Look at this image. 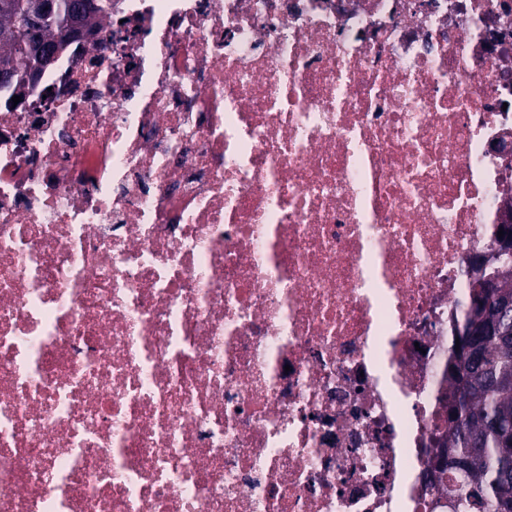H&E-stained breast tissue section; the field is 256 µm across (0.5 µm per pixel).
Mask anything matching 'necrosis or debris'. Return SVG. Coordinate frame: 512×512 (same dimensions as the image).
<instances>
[{"label":"necrosis or debris","mask_w":512,"mask_h":512,"mask_svg":"<svg viewBox=\"0 0 512 512\" xmlns=\"http://www.w3.org/2000/svg\"><path fill=\"white\" fill-rule=\"evenodd\" d=\"M512 223V0H112L0 94V512H448Z\"/></svg>","instance_id":"obj_1"}]
</instances>
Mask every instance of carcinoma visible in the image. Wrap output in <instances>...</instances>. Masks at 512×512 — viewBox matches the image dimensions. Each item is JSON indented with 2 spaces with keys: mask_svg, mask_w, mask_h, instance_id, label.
I'll return each instance as SVG.
<instances>
[{
  "mask_svg": "<svg viewBox=\"0 0 512 512\" xmlns=\"http://www.w3.org/2000/svg\"><path fill=\"white\" fill-rule=\"evenodd\" d=\"M9 2L0 8V62L10 75L1 91L37 80L46 68L38 47L60 54L74 43L63 33L70 21L93 36L112 11L110 0H54L53 10L39 16L36 0ZM494 257L496 270L471 282L454 325L459 348L448 363L450 426L426 477L434 485L448 475V512H512V255L499 247Z\"/></svg>",
  "mask_w": 512,
  "mask_h": 512,
  "instance_id": "obj_1",
  "label": "carcinoma"
}]
</instances>
